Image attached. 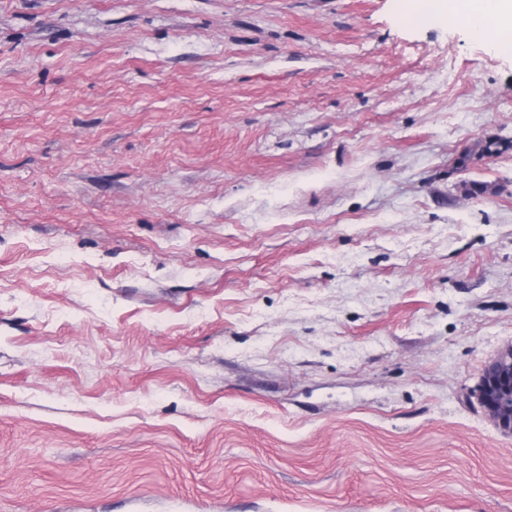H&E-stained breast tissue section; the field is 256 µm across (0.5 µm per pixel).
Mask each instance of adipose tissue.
<instances>
[{
	"label": "adipose tissue",
	"mask_w": 512,
	"mask_h": 512,
	"mask_svg": "<svg viewBox=\"0 0 512 512\" xmlns=\"http://www.w3.org/2000/svg\"><path fill=\"white\" fill-rule=\"evenodd\" d=\"M429 10L434 16L463 15L476 39L512 51V0H430Z\"/></svg>",
	"instance_id": "adipose-tissue-1"
}]
</instances>
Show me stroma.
<instances>
[{
    "instance_id": "1",
    "label": "stroma",
    "mask_w": 512,
    "mask_h": 512,
    "mask_svg": "<svg viewBox=\"0 0 512 512\" xmlns=\"http://www.w3.org/2000/svg\"><path fill=\"white\" fill-rule=\"evenodd\" d=\"M512 52L405 0H0V512H512ZM479 403L504 431H512V350L492 361L479 385Z\"/></svg>"
}]
</instances>
